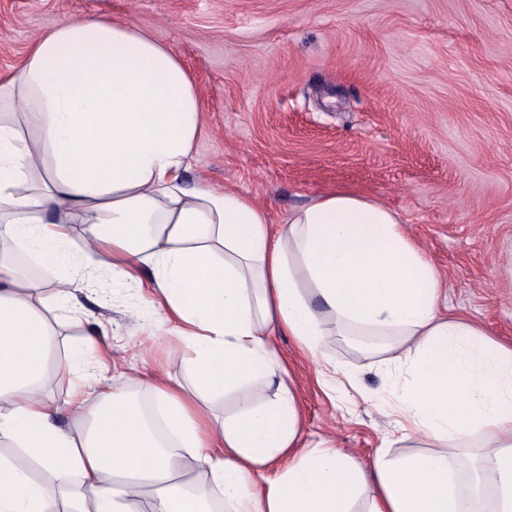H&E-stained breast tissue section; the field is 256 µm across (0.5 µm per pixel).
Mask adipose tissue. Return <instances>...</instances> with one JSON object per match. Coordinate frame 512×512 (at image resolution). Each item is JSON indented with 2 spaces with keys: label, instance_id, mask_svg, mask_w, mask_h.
Segmentation results:
<instances>
[{
  "label": "adipose tissue",
  "instance_id": "obj_1",
  "mask_svg": "<svg viewBox=\"0 0 512 512\" xmlns=\"http://www.w3.org/2000/svg\"><path fill=\"white\" fill-rule=\"evenodd\" d=\"M2 104L35 136L0 120V245L50 265L74 246L81 272L56 278L60 302L105 269L146 283L195 376L137 380L169 447L136 397L48 400L43 284L0 262V438L14 448L0 455V512H212L216 499L225 512H512V348L449 315L397 213L339 189L277 223L237 189L186 188L198 89L170 48L104 16L43 31L0 80ZM276 331L313 357L350 331L389 337L383 364L406 373L395 413L425 451L380 447L367 471L329 443L301 445L288 371L268 348ZM226 394L234 415L212 419ZM64 408L86 432L56 425ZM37 469L78 483L48 498Z\"/></svg>",
  "mask_w": 512,
  "mask_h": 512
}]
</instances>
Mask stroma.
<instances>
[{"label":"stroma","mask_w":512,"mask_h":512,"mask_svg":"<svg viewBox=\"0 0 512 512\" xmlns=\"http://www.w3.org/2000/svg\"><path fill=\"white\" fill-rule=\"evenodd\" d=\"M104 15L168 46L199 89L203 127L186 186L235 187L274 220L350 189L395 210L448 284V312L512 347V294L496 285L512 247V0H0V78L44 29ZM78 305L52 303L50 365L87 329L83 375L50 377L63 402L107 379L149 397L135 374L186 381V351L149 289L101 272ZM372 336L332 339L313 362L295 339L270 350L291 373L305 441L370 467L382 440L409 456L387 405Z\"/></svg>","instance_id":"35a3bbf8"}]
</instances>
